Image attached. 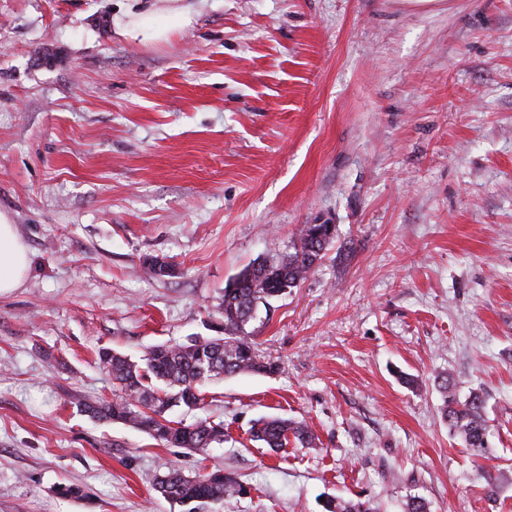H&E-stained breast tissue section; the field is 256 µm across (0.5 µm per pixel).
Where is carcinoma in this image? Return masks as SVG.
I'll return each mask as SVG.
<instances>
[{"label": "carcinoma", "mask_w": 512, "mask_h": 512, "mask_svg": "<svg viewBox=\"0 0 512 512\" xmlns=\"http://www.w3.org/2000/svg\"><path fill=\"white\" fill-rule=\"evenodd\" d=\"M334 233L332 224H304L291 251L272 260L254 261L230 279L218 310L224 320L221 337L189 344L155 345L145 352L140 363L109 348L99 350V364L112 376L120 395L110 402L88 405L86 411L100 420L131 425L163 446L203 452L214 443L224 442V423L201 418L186 425L169 419L168 412L175 407L193 410L202 406L204 394L199 386L210 378L244 372L272 374L280 369L277 362L257 353L245 326L257 317L260 307L271 306V301L306 279L325 256ZM440 389L442 419L472 455H484L489 430L481 396L473 393L460 400L453 383L445 377ZM249 433L252 441L272 451L287 447L291 440L304 448L312 447L315 441L308 427L275 416L256 419ZM155 490L182 504L204 505L239 496L245 487L222 469L198 477H187L172 469L157 478ZM324 509L372 512L366 501L336 497L327 499Z\"/></svg>", "instance_id": "1"}]
</instances>
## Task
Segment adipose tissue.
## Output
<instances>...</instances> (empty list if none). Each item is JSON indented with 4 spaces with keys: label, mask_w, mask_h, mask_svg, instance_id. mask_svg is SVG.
<instances>
[{
    "label": "adipose tissue",
    "mask_w": 512,
    "mask_h": 512,
    "mask_svg": "<svg viewBox=\"0 0 512 512\" xmlns=\"http://www.w3.org/2000/svg\"><path fill=\"white\" fill-rule=\"evenodd\" d=\"M191 21L188 0H128L112 19L117 32H150L158 41L167 39ZM28 268L24 243L6 214L0 213V293L20 287Z\"/></svg>",
    "instance_id": "1"
}]
</instances>
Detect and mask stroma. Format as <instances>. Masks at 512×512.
Here are the masks:
<instances>
[{
    "mask_svg": "<svg viewBox=\"0 0 512 512\" xmlns=\"http://www.w3.org/2000/svg\"><path fill=\"white\" fill-rule=\"evenodd\" d=\"M120 6L0 0V211L29 259L0 294V512H190L157 477L214 467L247 492L204 512H512V0H192L165 41L117 34ZM304 224L330 249L247 326L279 370L171 413L223 444L84 412L112 398L99 348L221 335L226 282ZM440 374L482 396L485 456ZM262 416L315 447H257ZM440 389L443 395L442 419L448 423L450 431L456 433L474 456H483L487 450L488 425L484 418L483 400L472 393L464 401L457 398L450 379L441 378Z\"/></svg>",
    "mask_w": 512,
    "mask_h": 512,
    "instance_id": "35a3bbf8",
    "label": "stroma"
}]
</instances>
